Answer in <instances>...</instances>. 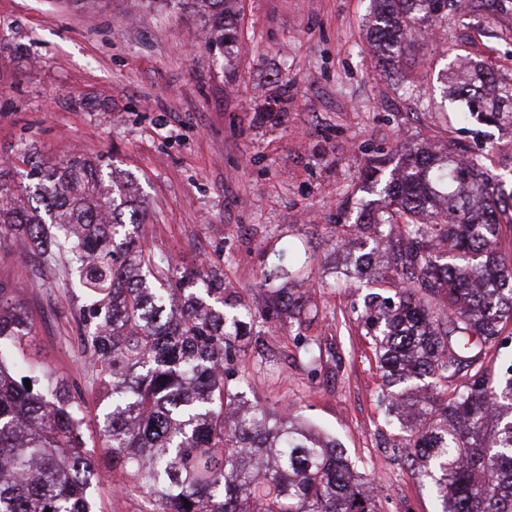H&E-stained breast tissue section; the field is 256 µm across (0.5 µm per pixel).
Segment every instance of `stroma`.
I'll use <instances>...</instances> for the list:
<instances>
[{"instance_id":"35a3bbf8","label":"stroma","mask_w":512,"mask_h":512,"mask_svg":"<svg viewBox=\"0 0 512 512\" xmlns=\"http://www.w3.org/2000/svg\"><path fill=\"white\" fill-rule=\"evenodd\" d=\"M370 0H237L235 55L204 39L193 10L140 0H0V160L19 182L80 155L132 176L137 242L174 272L215 271L249 308L236 345L249 398L336 436L384 512H437L401 443L363 319L367 281L329 269L333 226L379 209L405 149L454 139L512 188V126L459 123L447 72L493 64L512 83V0L449 11L383 67L369 43ZM379 161L378 183L365 181ZM36 256L0 247V283L35 325L29 361L78 386L84 435L102 453L106 407L77 352L83 300L46 288ZM303 295L300 331L269 316L268 285ZM326 351L311 362L299 336Z\"/></svg>"}]
</instances>
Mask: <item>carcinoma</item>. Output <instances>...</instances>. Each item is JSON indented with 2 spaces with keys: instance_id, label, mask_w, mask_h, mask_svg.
I'll return each mask as SVG.
<instances>
[{
  "instance_id": "obj_1",
  "label": "carcinoma",
  "mask_w": 512,
  "mask_h": 512,
  "mask_svg": "<svg viewBox=\"0 0 512 512\" xmlns=\"http://www.w3.org/2000/svg\"><path fill=\"white\" fill-rule=\"evenodd\" d=\"M146 2L198 8L208 42H236L234 0ZM372 2L386 66L447 17L448 0ZM451 88L459 121L512 125V83L494 68L460 69ZM37 176L17 185L0 164V246L37 254L48 287L82 290L79 358L107 402L98 427L108 456L102 465L86 447L77 389L21 360L35 327L0 284V512H94L106 470L146 512H382L340 442L227 384L253 316L224 309L219 275L179 276L137 247L131 183L77 156ZM383 192L379 212L336 225L335 254L354 278L365 256L350 244L387 252L372 279L380 292L364 301L386 413L438 512H512V255L501 243L512 194L453 141L408 153ZM270 299L282 323L300 320L302 297L273 288Z\"/></svg>"
}]
</instances>
